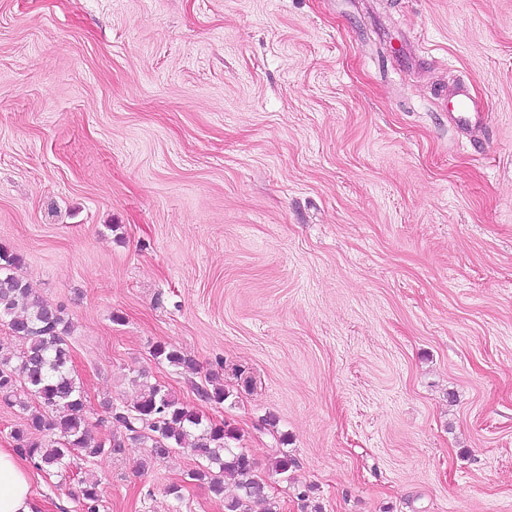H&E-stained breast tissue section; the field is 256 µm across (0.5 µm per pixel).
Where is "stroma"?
Masks as SVG:
<instances>
[{
  "mask_svg": "<svg viewBox=\"0 0 512 512\" xmlns=\"http://www.w3.org/2000/svg\"><path fill=\"white\" fill-rule=\"evenodd\" d=\"M0 247L95 437L143 372L279 512H512V0H0ZM197 464L130 445L34 491L224 512ZM456 101L457 111L452 112L453 121L458 126H469L477 123L482 116V112H478V105L475 100L461 90ZM152 356L154 359L159 361H166L172 366L175 367H186L193 368L194 362L191 358L185 355L180 350L175 348L166 346V345H156L152 351ZM80 493L77 495L80 512H99V482L95 478L81 481Z\"/></svg>",
  "mask_w": 512,
  "mask_h": 512,
  "instance_id": "stroma-1",
  "label": "stroma"
}]
</instances>
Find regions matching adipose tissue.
Masks as SVG:
<instances>
[{
    "mask_svg": "<svg viewBox=\"0 0 512 512\" xmlns=\"http://www.w3.org/2000/svg\"><path fill=\"white\" fill-rule=\"evenodd\" d=\"M0 512H43L30 466L15 449L0 448Z\"/></svg>",
    "mask_w": 512,
    "mask_h": 512,
    "instance_id": "adipose-tissue-1",
    "label": "adipose tissue"
}]
</instances>
